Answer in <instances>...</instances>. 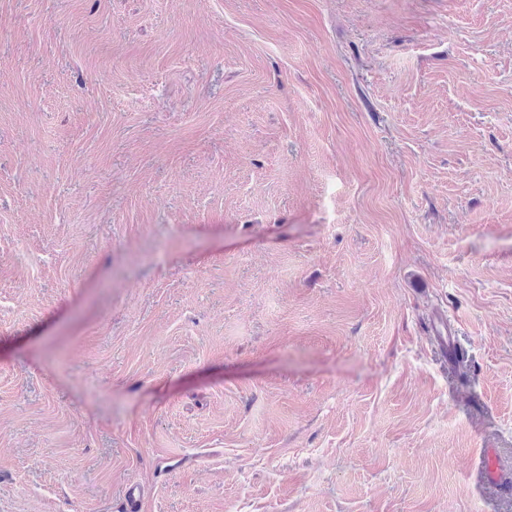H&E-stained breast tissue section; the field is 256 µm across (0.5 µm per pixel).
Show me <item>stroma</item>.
Instances as JSON below:
<instances>
[{
	"instance_id": "stroma-1",
	"label": "stroma",
	"mask_w": 512,
	"mask_h": 512,
	"mask_svg": "<svg viewBox=\"0 0 512 512\" xmlns=\"http://www.w3.org/2000/svg\"><path fill=\"white\" fill-rule=\"evenodd\" d=\"M488 449L512 0H0V512H512Z\"/></svg>"
}]
</instances>
